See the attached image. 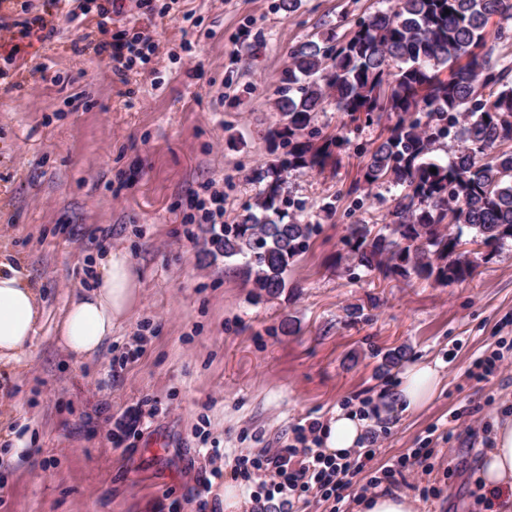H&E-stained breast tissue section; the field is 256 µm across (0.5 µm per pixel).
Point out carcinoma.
I'll return each instance as SVG.
<instances>
[{
	"instance_id": "1",
	"label": "carcinoma",
	"mask_w": 512,
	"mask_h": 512,
	"mask_svg": "<svg viewBox=\"0 0 512 512\" xmlns=\"http://www.w3.org/2000/svg\"><path fill=\"white\" fill-rule=\"evenodd\" d=\"M388 2L343 34L332 30L288 52L274 101L285 123L270 131L288 151L254 173L264 184L256 203L208 239L213 257L241 261L258 298L286 288L288 267L313 232L299 219L303 205L284 193V175L324 169L332 147L348 142L343 135L313 142L311 123L328 103L367 124L397 115L363 169L366 186L398 189L389 221L376 230L355 224L347 237L365 273L449 286L476 271L465 246L493 253L512 241V54L495 53L508 28L493 42L487 29L494 16L512 20V0ZM454 66L452 77H441ZM447 139L462 146L441 165L433 154Z\"/></svg>"
}]
</instances>
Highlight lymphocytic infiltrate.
Listing matches in <instances>:
<instances>
[{
	"instance_id": "lymphocytic-infiltrate-1",
	"label": "lymphocytic infiltrate",
	"mask_w": 512,
	"mask_h": 512,
	"mask_svg": "<svg viewBox=\"0 0 512 512\" xmlns=\"http://www.w3.org/2000/svg\"><path fill=\"white\" fill-rule=\"evenodd\" d=\"M155 52L154 42L139 36L112 43L108 57L113 73L122 79L136 63H149ZM294 433V442L288 447L269 448L257 456L242 453L235 458L234 478L250 481L255 470L270 477L261 512H292L295 502L312 497L341 503L353 478L363 471L366 460L375 455L371 449L353 459L326 454L312 423L297 425Z\"/></svg>"
}]
</instances>
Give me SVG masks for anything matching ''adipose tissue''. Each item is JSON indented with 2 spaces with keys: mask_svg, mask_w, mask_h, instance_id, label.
<instances>
[{
  "mask_svg": "<svg viewBox=\"0 0 512 512\" xmlns=\"http://www.w3.org/2000/svg\"><path fill=\"white\" fill-rule=\"evenodd\" d=\"M140 277L129 255L112 250L99 258L92 288L70 302L58 329V342L73 358L92 357L139 301ZM43 311L36 288L10 261L0 259V367L10 371L26 353ZM442 384L431 364L408 365L394 399L406 410L425 406ZM364 420L351 412H335L322 431L330 455H345L357 447ZM493 446L487 449L479 473L484 492L512 493V418L497 422Z\"/></svg>",
  "mask_w": 512,
  "mask_h": 512,
  "instance_id": "adipose-tissue-1",
  "label": "adipose tissue"
}]
</instances>
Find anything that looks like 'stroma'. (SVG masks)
Returning a JSON list of instances; mask_svg holds the SVG:
<instances>
[{"instance_id": "1", "label": "stroma", "mask_w": 512, "mask_h": 512, "mask_svg": "<svg viewBox=\"0 0 512 512\" xmlns=\"http://www.w3.org/2000/svg\"><path fill=\"white\" fill-rule=\"evenodd\" d=\"M279 3L112 0L111 18L72 21V0H0V250L45 302L20 369L0 376L12 412L0 424V512H194L206 471L230 468L245 448L287 447L297 424L339 409L368 412L360 446L376 451L343 512L415 448L433 449L430 472L393 486L413 512H499L476 479L494 422L512 416V242L447 287L351 267L350 226L381 227L395 193L386 183L348 193L384 124L356 126L332 104L317 113L314 129L349 143L339 163L287 177L316 229L282 292L254 299L239 262L207 251L196 195L222 190L224 221L236 223L261 189L253 171L282 152L267 133L281 120L289 48L379 8L300 0L290 13ZM37 17L57 28L51 42L23 38ZM142 35L157 51L120 82L94 47ZM197 64L202 76H189ZM110 249L136 265L140 299L95 356L77 360L57 326L90 285L89 261ZM398 349L403 365L383 369ZM495 353L503 369L473 377ZM416 361L439 365L443 382L406 412L391 397ZM144 398L153 415L121 438L116 420Z\"/></svg>"}]
</instances>
